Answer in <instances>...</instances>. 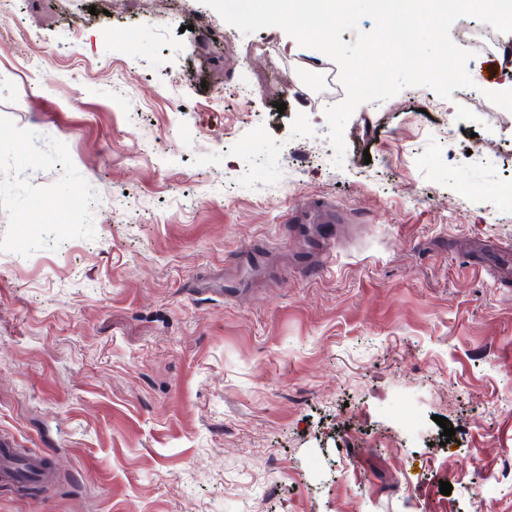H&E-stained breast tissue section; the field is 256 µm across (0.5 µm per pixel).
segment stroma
Masks as SVG:
<instances>
[{
  "label": "stroma",
  "instance_id": "1",
  "mask_svg": "<svg viewBox=\"0 0 512 512\" xmlns=\"http://www.w3.org/2000/svg\"><path fill=\"white\" fill-rule=\"evenodd\" d=\"M466 68L337 166L339 68L280 28L0 0V441L57 478L0 512H512V33ZM346 217L337 209L311 202L292 212L293 224H345Z\"/></svg>",
  "mask_w": 512,
  "mask_h": 512
}]
</instances>
